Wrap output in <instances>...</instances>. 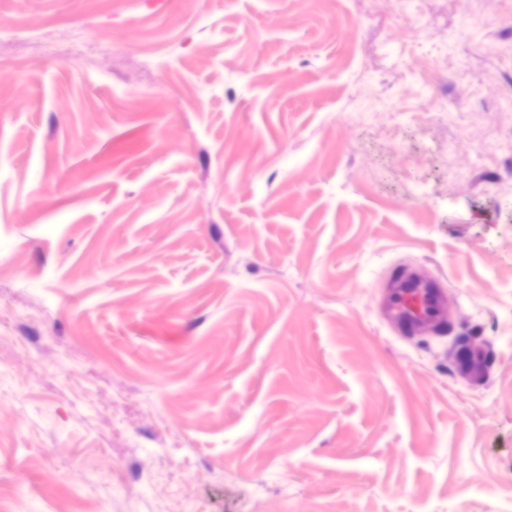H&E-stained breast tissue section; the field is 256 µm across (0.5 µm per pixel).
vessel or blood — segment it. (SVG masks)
Masks as SVG:
<instances>
[{
  "label": "vessel or blood",
  "mask_w": 512,
  "mask_h": 512,
  "mask_svg": "<svg viewBox=\"0 0 512 512\" xmlns=\"http://www.w3.org/2000/svg\"><path fill=\"white\" fill-rule=\"evenodd\" d=\"M449 305L438 277L402 268L386 282L382 315L392 332L401 337L424 331L440 333L448 326Z\"/></svg>",
  "instance_id": "b4317fda"
}]
</instances>
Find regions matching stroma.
Wrapping results in <instances>:
<instances>
[{
	"label": "stroma",
	"mask_w": 512,
	"mask_h": 512,
	"mask_svg": "<svg viewBox=\"0 0 512 512\" xmlns=\"http://www.w3.org/2000/svg\"><path fill=\"white\" fill-rule=\"evenodd\" d=\"M507 497L512 0H0V512ZM449 305L438 277L402 268L387 279L382 315L396 336L441 333L448 326Z\"/></svg>",
	"instance_id": "stroma-1"
}]
</instances>
